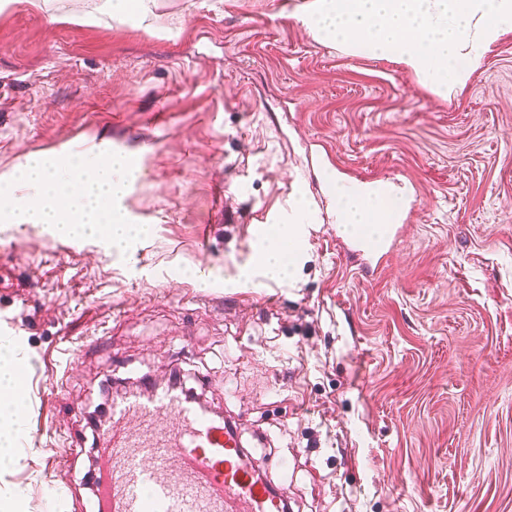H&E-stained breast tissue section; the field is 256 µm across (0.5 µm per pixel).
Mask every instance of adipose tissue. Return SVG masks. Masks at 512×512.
I'll return each instance as SVG.
<instances>
[{"mask_svg":"<svg viewBox=\"0 0 512 512\" xmlns=\"http://www.w3.org/2000/svg\"><path fill=\"white\" fill-rule=\"evenodd\" d=\"M390 193L385 189L350 190L336 189V212L341 223L352 227L382 223L386 212V201ZM306 204H299L295 211V224L277 225L273 235L256 244L254 258L250 266L240 272L242 280L250 281L260 277L270 281H282L289 277L290 266L284 261L285 242L300 243L295 230L296 223L304 222ZM20 375L12 339H0V466L11 461L14 436L18 424L16 405L19 401Z\"/></svg>","mask_w":512,"mask_h":512,"instance_id":"adipose-tissue-1","label":"adipose tissue"}]
</instances>
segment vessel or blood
<instances>
[{
	"label": "vessel or blood",
	"instance_id": "b4317fda",
	"mask_svg": "<svg viewBox=\"0 0 512 512\" xmlns=\"http://www.w3.org/2000/svg\"><path fill=\"white\" fill-rule=\"evenodd\" d=\"M264 466L171 385L119 392L99 427L96 512H288Z\"/></svg>",
	"mask_w": 512,
	"mask_h": 512
}]
</instances>
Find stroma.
Returning a JSON list of instances; mask_svg holds the SVG:
<instances>
[{"label":"stroma","instance_id":"1","mask_svg":"<svg viewBox=\"0 0 512 512\" xmlns=\"http://www.w3.org/2000/svg\"><path fill=\"white\" fill-rule=\"evenodd\" d=\"M301 2L151 0L121 23L105 0H0V177L124 152L121 207L151 229L122 255L0 223L24 365L0 499L21 512L61 492L91 512L106 389L171 380L271 448L292 512H512V32L444 98L314 40ZM335 178L414 189L373 275ZM302 198L291 278L239 283Z\"/></svg>","mask_w":512,"mask_h":512}]
</instances>
